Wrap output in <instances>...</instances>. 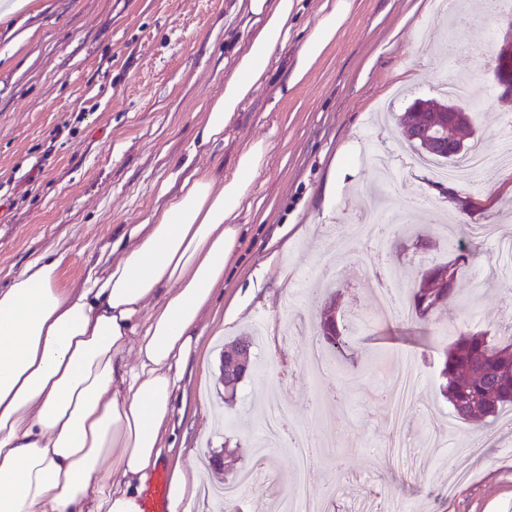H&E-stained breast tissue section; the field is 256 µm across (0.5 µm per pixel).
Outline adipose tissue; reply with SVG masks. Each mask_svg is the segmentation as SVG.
<instances>
[{"instance_id":"ef3b65f1","label":"adipose tissue","mask_w":512,"mask_h":512,"mask_svg":"<svg viewBox=\"0 0 512 512\" xmlns=\"http://www.w3.org/2000/svg\"><path fill=\"white\" fill-rule=\"evenodd\" d=\"M350 0H325L295 53L286 87L301 83L335 39ZM261 23L199 125L223 140L242 103L268 78L300 0H249ZM267 146L232 161L231 176L191 171L143 224L101 255L82 287L59 285V259L38 257L0 289V512H140L162 464L173 409V365L224 281L240 242L237 218ZM138 347V365L121 368Z\"/></svg>"}]
</instances>
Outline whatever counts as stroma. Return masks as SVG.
Masks as SVG:
<instances>
[{"instance_id":"35a3bbf8","label":"stroma","mask_w":512,"mask_h":512,"mask_svg":"<svg viewBox=\"0 0 512 512\" xmlns=\"http://www.w3.org/2000/svg\"><path fill=\"white\" fill-rule=\"evenodd\" d=\"M17 32L0 28V288L34 258H60L59 284L81 287L124 225L145 223L184 164L231 174L233 156L256 141L268 152L238 218L242 241L196 330L197 347L174 366L173 413L163 434L166 466H195L204 449H235L237 469L257 460L267 407L287 397L290 422L320 457L306 475L326 512H355L370 494L379 512H512V409L495 422L456 419L439 392L437 360L455 328L497 333L512 322V285L490 272L512 233V167L455 181L462 209L430 189L431 169L398 118L414 99L441 97L448 79L479 87L463 99L474 138L495 150L512 136V98L494 58L512 6L487 15L468 0H352V10L306 79L280 94L285 66L321 18L302 0L269 79L224 130L199 145L197 128L257 22L244 0H38ZM28 40H21L23 32ZM380 187L383 215L399 214L382 244L397 304L409 285L395 266L418 268L472 242L457 299L434 323L381 320L375 282L321 272L319 256L350 238ZM337 298L359 317L350 349L328 372L303 371L313 316ZM262 321L275 348L255 345L252 374L225 398L220 345ZM415 357L420 389L404 425L391 421L379 388L394 356ZM271 477L240 497L244 512H275L293 458L270 449Z\"/></svg>"}]
</instances>
